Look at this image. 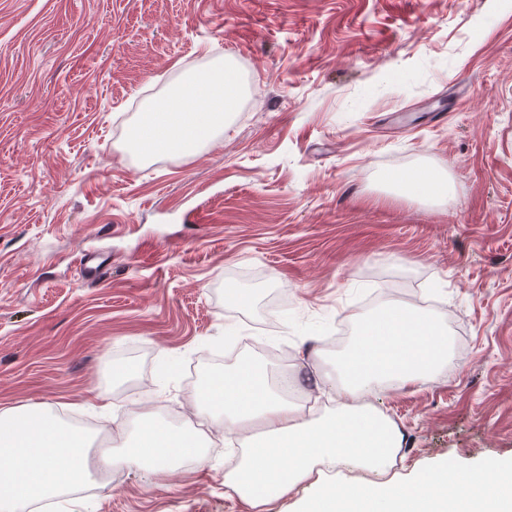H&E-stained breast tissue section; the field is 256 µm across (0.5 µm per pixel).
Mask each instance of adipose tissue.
Returning <instances> with one entry per match:
<instances>
[{"instance_id": "ef3b65f1", "label": "adipose tissue", "mask_w": 512, "mask_h": 512, "mask_svg": "<svg viewBox=\"0 0 512 512\" xmlns=\"http://www.w3.org/2000/svg\"><path fill=\"white\" fill-rule=\"evenodd\" d=\"M242 96L236 67L212 62L147 102L124 147L144 158L192 156L223 133ZM384 179L408 198L442 199L450 191L441 174L423 166L388 172ZM381 316L387 327L365 319L340 358L336 406L323 419L305 418L260 363L209 376L194 395L196 408L211 412L217 431L250 432L238 465L225 477L226 491L255 507L309 482L317 493L302 512H512V471L474 481L444 464L406 482L391 476L402 435L365 398L376 383L402 387L431 378L445 358L446 341L405 306L388 304ZM122 460L165 471L186 461L204 465L206 452L195 432L147 417ZM343 464L373 471L378 479L339 485L335 469ZM88 475L78 430L39 405L0 410V512H19L21 504L80 486Z\"/></svg>"}]
</instances>
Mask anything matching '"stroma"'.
Listing matches in <instances>:
<instances>
[{"label":"stroma","mask_w":512,"mask_h":512,"mask_svg":"<svg viewBox=\"0 0 512 512\" xmlns=\"http://www.w3.org/2000/svg\"><path fill=\"white\" fill-rule=\"evenodd\" d=\"M218 56L244 85L223 136L126 152L142 101ZM423 164L454 197L381 182ZM389 301L452 341L433 379L367 396L404 434L394 473L511 469L512 0H0V408L87 425L93 464L35 512H298L310 483L225 493L242 439L193 394L254 360L319 418L336 337ZM145 411L204 425V468L100 469Z\"/></svg>","instance_id":"1"}]
</instances>
